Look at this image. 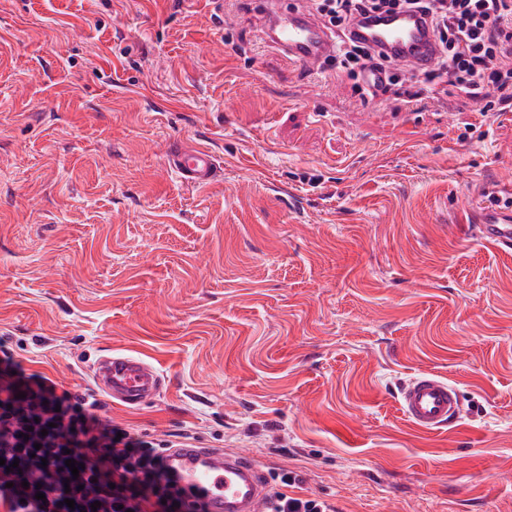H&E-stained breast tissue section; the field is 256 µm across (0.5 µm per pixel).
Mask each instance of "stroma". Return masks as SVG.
Here are the masks:
<instances>
[{
    "label": "stroma",
    "mask_w": 512,
    "mask_h": 512,
    "mask_svg": "<svg viewBox=\"0 0 512 512\" xmlns=\"http://www.w3.org/2000/svg\"><path fill=\"white\" fill-rule=\"evenodd\" d=\"M223 167L203 187L172 142ZM512 112L310 76L222 0H0V336L64 388L165 377L116 424L248 452L336 512H512ZM44 338L37 346L35 338ZM422 371L462 397L416 430ZM509 199L504 206H511ZM475 238L503 250H512V206H483L475 213ZM92 370L97 387L123 405L133 406L153 399L164 384V377L154 365L124 354L101 356ZM399 403L408 421L425 432L448 427L461 414L457 390L431 372L419 373L403 385Z\"/></svg>",
    "instance_id": "35a3bbf8"
}]
</instances>
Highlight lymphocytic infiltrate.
Here are the masks:
<instances>
[{"instance_id":"obj_1","label":"lymphocytic infiltrate","mask_w":512,"mask_h":512,"mask_svg":"<svg viewBox=\"0 0 512 512\" xmlns=\"http://www.w3.org/2000/svg\"><path fill=\"white\" fill-rule=\"evenodd\" d=\"M330 30L340 33L337 68L361 78L383 73L368 95L401 87L404 68L390 56L354 39L362 16L418 12L439 40L434 69L417 74L410 100L448 85L450 95L477 103L484 119L512 111V0H318ZM100 393L71 391L28 371L0 336V512H206L189 500L179 477L164 465L165 449L188 446L190 434L158 438L121 429L105 419ZM79 464L71 473L67 459ZM267 512H335L327 501L297 495L302 477L276 474Z\"/></svg>"}]
</instances>
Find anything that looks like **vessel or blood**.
I'll list each match as a JSON object with an SVG mask.
<instances>
[{
	"instance_id": "1",
	"label": "vessel or blood",
	"mask_w": 512,
	"mask_h": 512,
	"mask_svg": "<svg viewBox=\"0 0 512 512\" xmlns=\"http://www.w3.org/2000/svg\"><path fill=\"white\" fill-rule=\"evenodd\" d=\"M266 44L282 51L295 67L318 74L322 60L335 44L307 7L263 11L254 17ZM363 42L395 55L406 67L420 70L437 62V46L429 22L418 13H383L356 22ZM170 168L185 183L203 186L216 176L211 153L179 146L168 156ZM475 237L512 250V207H481L475 213ZM92 378L106 395L123 405H138L159 394L164 378L152 364L124 354L100 357ZM403 414L418 430L434 431L455 423L461 401L447 380L431 372L412 377L400 390ZM166 465L179 476V486L191 498H203L209 512H264L270 492L266 473L247 453L221 448H172Z\"/></svg>"
}]
</instances>
